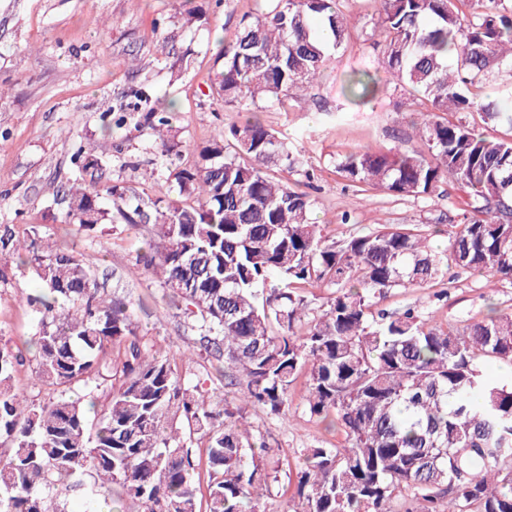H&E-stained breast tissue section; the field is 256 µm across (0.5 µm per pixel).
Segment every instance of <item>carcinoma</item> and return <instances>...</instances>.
<instances>
[{
  "label": "carcinoma",
  "mask_w": 512,
  "mask_h": 512,
  "mask_svg": "<svg viewBox=\"0 0 512 512\" xmlns=\"http://www.w3.org/2000/svg\"><path fill=\"white\" fill-rule=\"evenodd\" d=\"M384 37L382 65L363 60L342 92L373 98L379 69L419 100L415 123L427 152L363 146L336 172L399 198L431 196L446 178L467 194L450 247L433 249L415 229L386 227L331 243L313 201L271 175L300 155L253 109L288 110L344 42L340 0H263L221 51L224 105L247 113L177 165L169 119L151 124L166 158L164 197L143 199L104 182L112 144L82 143L78 174L54 198L86 236L116 221L150 227L144 268L186 302L195 341L230 369L240 404L218 408L181 382L175 364L144 352L131 302L107 297L83 256L53 245L35 226L0 225V281L28 267L42 291L26 296L41 315L30 340L35 376L53 388L99 373L105 346H126L106 405L63 397L35 403L12 379L23 350L0 346V512H67L62 495L87 475L95 495L124 512H197L192 449L177 431L207 438L208 512H260L269 452L242 430L243 409L288 419L291 385L307 375L310 416L345 433L334 448L302 450L294 512H512V387L486 379L482 358L512 362V314L489 309L461 329L416 308L388 313L376 300L398 288L443 281L448 267L512 280V138L492 139L452 112H480L512 126V109L485 94L494 73L512 75V7L505 0H373ZM334 288L323 312L304 321L301 288ZM97 416L95 430L88 413Z\"/></svg>",
  "instance_id": "carcinoma-1"
}]
</instances>
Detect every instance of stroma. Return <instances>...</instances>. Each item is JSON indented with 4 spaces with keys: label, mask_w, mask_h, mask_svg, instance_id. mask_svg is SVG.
Wrapping results in <instances>:
<instances>
[{
    "label": "stroma",
    "mask_w": 512,
    "mask_h": 512,
    "mask_svg": "<svg viewBox=\"0 0 512 512\" xmlns=\"http://www.w3.org/2000/svg\"><path fill=\"white\" fill-rule=\"evenodd\" d=\"M256 0H0V224L17 232L40 226L57 244L76 245L98 281L125 295L135 307L138 332L159 355L173 358L179 374L204 395L227 396L224 363L195 349L194 334L182 309L159 279L136 260L148 249L150 229L105 224L92 236L77 234L62 221L52 194L76 167L73 154L80 139L100 137L103 117H115L148 95L141 111L112 131V154L104 178L123 183L143 197L164 194V181L143 179L155 158L147 113L169 117L182 143L181 160L192 164L215 131L241 120L214 89L222 68L220 40L231 35ZM193 9L201 19L184 27L182 13ZM350 26L333 62L317 77L307 99L289 111L264 107L261 118L300 154L315 173L313 185L301 174L287 180L314 201V215L327 239L369 232L383 224L433 229L434 247L443 249L448 234L463 220L462 193L448 184L442 195L397 199L376 189H361L340 177L336 162L365 145L381 150H422L411 127L418 107L393 85L361 105L346 100L339 85L360 58L382 56L383 36L372 0H341ZM349 223H342L343 213ZM446 300L434 299L433 287L400 288L378 301L396 312L417 306L437 323L460 328L480 318L488 304L512 313V280L489 272L449 268ZM39 285L30 271L13 269L0 281V341L23 345L39 329V318L25 302ZM125 350L106 346L98 376L67 389L66 397L105 404L112 395V374ZM305 377H298L289 400V419L281 421L251 409L246 429L263 440L278 460L275 479L261 503L267 512H289L301 449L335 447L342 431L325 430L305 405Z\"/></svg>",
    "instance_id": "35a3bbf8"
}]
</instances>
